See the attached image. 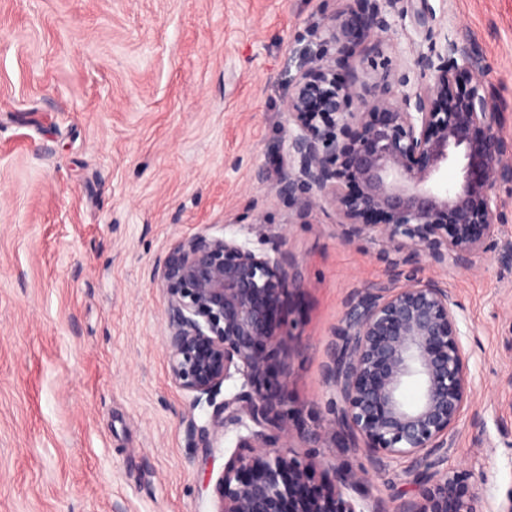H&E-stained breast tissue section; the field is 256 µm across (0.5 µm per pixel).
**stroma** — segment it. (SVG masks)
<instances>
[{
    "label": "stroma",
    "mask_w": 512,
    "mask_h": 512,
    "mask_svg": "<svg viewBox=\"0 0 512 512\" xmlns=\"http://www.w3.org/2000/svg\"><path fill=\"white\" fill-rule=\"evenodd\" d=\"M352 0H0V512H216L243 429L210 447L169 374L153 268L178 240L279 234L301 276L278 320L290 353L295 455L356 475L357 512H400L417 474L467 479L477 512L512 499V259L422 264L457 303L472 401L443 464L379 458L329 427L323 378L347 300L387 280L378 242H342L331 210L296 223L288 168L293 79ZM488 63L512 138V0H429Z\"/></svg>",
    "instance_id": "obj_1"
}]
</instances>
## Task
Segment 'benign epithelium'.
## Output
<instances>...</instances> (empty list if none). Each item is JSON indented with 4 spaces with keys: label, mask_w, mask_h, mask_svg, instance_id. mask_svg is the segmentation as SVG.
<instances>
[{
    "label": "benign epithelium",
    "mask_w": 512,
    "mask_h": 512,
    "mask_svg": "<svg viewBox=\"0 0 512 512\" xmlns=\"http://www.w3.org/2000/svg\"><path fill=\"white\" fill-rule=\"evenodd\" d=\"M407 17L429 29L427 0H354L326 18L335 54L310 55L284 103L288 171L278 192L295 198L298 220L330 208L343 242L386 244L391 278L351 296L323 367L341 402L333 428L369 452L441 461L471 397L468 356L455 301L420 275L419 260L469 268L501 244L512 139L469 39L429 31V51L413 65L363 69L361 59L380 54ZM459 155L462 181L442 185V169ZM153 277L166 294L171 378L194 403L213 406L200 441L228 422L248 430L215 482L217 512H355L341 491L350 475L335 474L316 500L303 497L311 464L292 454L287 378L267 382L272 361L287 358L272 311L301 286L288 251L198 232L176 242ZM235 374L247 389L216 402ZM412 377L421 392L408 405L401 388ZM403 512L475 508L463 477L435 473Z\"/></svg>",
    "instance_id": "7a95c632"
}]
</instances>
